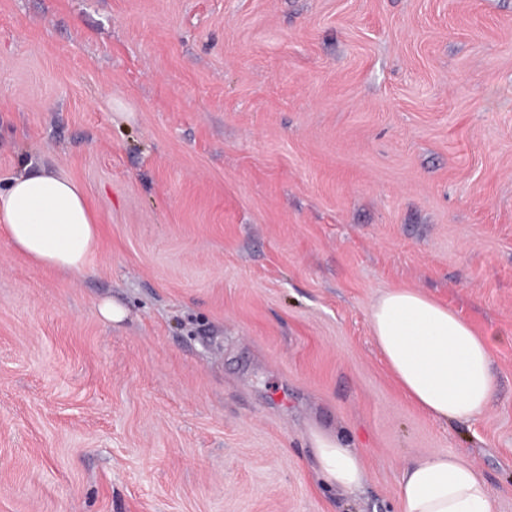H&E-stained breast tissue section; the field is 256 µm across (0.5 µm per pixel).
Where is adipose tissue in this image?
<instances>
[{
    "mask_svg": "<svg viewBox=\"0 0 512 512\" xmlns=\"http://www.w3.org/2000/svg\"><path fill=\"white\" fill-rule=\"evenodd\" d=\"M0 236L37 264L85 272L98 244L84 191L56 171L24 169L0 190ZM371 331L404 395L444 423L468 424L495 391L490 349L497 335L477 334L456 313L414 288L387 290L373 305ZM312 467L322 484L358 491L366 477L359 450L331 430L310 427ZM400 512H494L486 481L460 456L419 457L399 482Z\"/></svg>",
    "mask_w": 512,
    "mask_h": 512,
    "instance_id": "obj_1",
    "label": "adipose tissue"
}]
</instances>
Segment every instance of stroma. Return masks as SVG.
Instances as JSON below:
<instances>
[{"mask_svg": "<svg viewBox=\"0 0 512 512\" xmlns=\"http://www.w3.org/2000/svg\"><path fill=\"white\" fill-rule=\"evenodd\" d=\"M26 165L100 244L0 239V512H398L445 452L512 512V0H0V189ZM392 288L504 335L477 421L400 391ZM307 437L312 467L322 484L342 493L358 491L366 477L360 451L344 444L333 431L319 426H311Z\"/></svg>", "mask_w": 512, "mask_h": 512, "instance_id": "obj_1", "label": "stroma"}]
</instances>
